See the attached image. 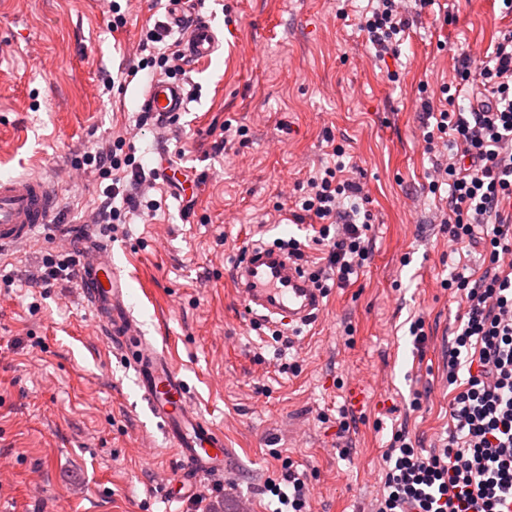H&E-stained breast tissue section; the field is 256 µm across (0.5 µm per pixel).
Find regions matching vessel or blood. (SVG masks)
Instances as JSON below:
<instances>
[{"mask_svg":"<svg viewBox=\"0 0 512 512\" xmlns=\"http://www.w3.org/2000/svg\"><path fill=\"white\" fill-rule=\"evenodd\" d=\"M186 59L207 61L220 43L218 30L205 18L171 14ZM187 108L181 83L156 78L145 87L139 109L158 127L176 125ZM57 201L40 178L22 174L0 179V253L32 240L48 227ZM70 250L79 259V282L95 324L108 347L127 358L135 383L167 443L181 463L182 482L224 471V432L206 419L192 400L186 380L169 354L142 335L130 308V285L112 256V245L91 230L68 233ZM235 292L248 314L267 322L298 328L323 310L324 294L314 287L276 247L251 248L233 270Z\"/></svg>","mask_w":512,"mask_h":512,"instance_id":"1","label":"vessel or blood"}]
</instances>
